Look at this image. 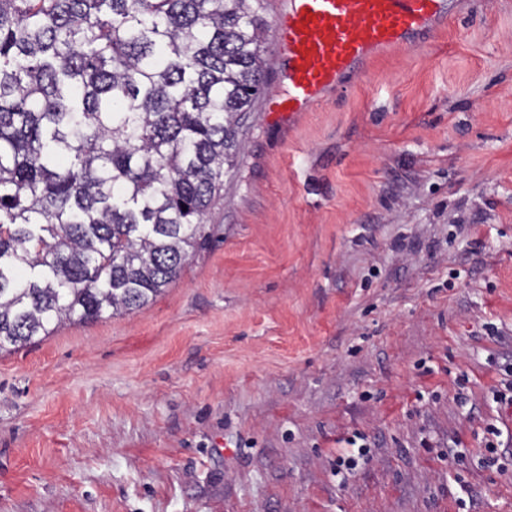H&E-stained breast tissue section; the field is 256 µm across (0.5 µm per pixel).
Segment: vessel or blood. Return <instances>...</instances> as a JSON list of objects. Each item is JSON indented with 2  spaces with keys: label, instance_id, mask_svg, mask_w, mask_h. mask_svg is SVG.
I'll return each instance as SVG.
<instances>
[{
  "label": "vessel or blood",
  "instance_id": "vessel-or-blood-1",
  "mask_svg": "<svg viewBox=\"0 0 512 512\" xmlns=\"http://www.w3.org/2000/svg\"><path fill=\"white\" fill-rule=\"evenodd\" d=\"M449 0H286L274 13L279 79L265 104L278 120L311 110L348 75L391 47L415 49L448 18Z\"/></svg>",
  "mask_w": 512,
  "mask_h": 512
}]
</instances>
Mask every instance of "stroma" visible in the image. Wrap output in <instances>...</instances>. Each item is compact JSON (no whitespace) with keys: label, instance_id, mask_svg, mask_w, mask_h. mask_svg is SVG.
Here are the masks:
<instances>
[{"label":"stroma","instance_id":"1","mask_svg":"<svg viewBox=\"0 0 512 512\" xmlns=\"http://www.w3.org/2000/svg\"><path fill=\"white\" fill-rule=\"evenodd\" d=\"M367 69L252 112L146 308L0 353V512H512V0Z\"/></svg>","mask_w":512,"mask_h":512}]
</instances>
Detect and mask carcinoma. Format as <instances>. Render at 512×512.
Listing matches in <instances>:
<instances>
[{
  "instance_id": "obj_1",
  "label": "carcinoma",
  "mask_w": 512,
  "mask_h": 512,
  "mask_svg": "<svg viewBox=\"0 0 512 512\" xmlns=\"http://www.w3.org/2000/svg\"><path fill=\"white\" fill-rule=\"evenodd\" d=\"M264 0H0V350L146 305L265 93Z\"/></svg>"
}]
</instances>
